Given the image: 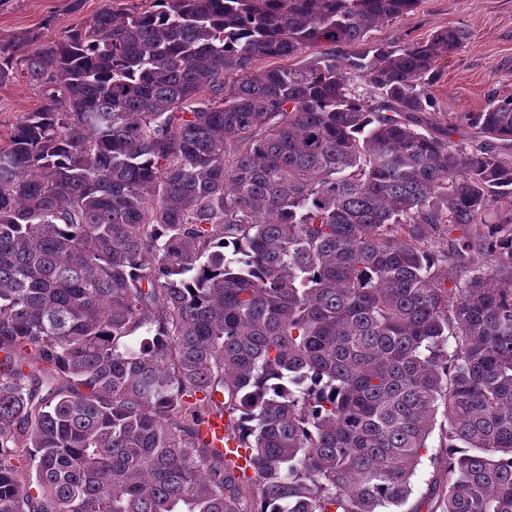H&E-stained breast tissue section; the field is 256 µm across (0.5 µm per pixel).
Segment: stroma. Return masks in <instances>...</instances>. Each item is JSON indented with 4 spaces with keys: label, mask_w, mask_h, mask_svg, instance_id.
I'll return each mask as SVG.
<instances>
[{
    "label": "stroma",
    "mask_w": 512,
    "mask_h": 512,
    "mask_svg": "<svg viewBox=\"0 0 512 512\" xmlns=\"http://www.w3.org/2000/svg\"><path fill=\"white\" fill-rule=\"evenodd\" d=\"M152 0H0V42L21 31L39 33L41 42L61 39L73 25L104 8L124 16L145 8ZM459 27L468 38L452 54L438 61L431 90L440 122L449 114L477 112L491 99L512 97V0H420L416 10L395 22L372 29V43L417 42L435 31ZM41 104L39 89L24 71L0 86V141L24 113Z\"/></svg>",
    "instance_id": "obj_1"
}]
</instances>
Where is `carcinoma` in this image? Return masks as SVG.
Wrapping results in <instances>:
<instances>
[{
    "mask_svg": "<svg viewBox=\"0 0 512 512\" xmlns=\"http://www.w3.org/2000/svg\"><path fill=\"white\" fill-rule=\"evenodd\" d=\"M154 3L0 43L42 95L0 145V512H399L439 413L427 512H512V98L430 90L466 31ZM225 419L222 416H206L200 427L202 437L218 454L224 456V461H235L241 465L246 462L244 452L237 448V441L233 435H230L225 429ZM228 438V439H226Z\"/></svg>",
    "mask_w": 512,
    "mask_h": 512,
    "instance_id": "1",
    "label": "carcinoma"
}]
</instances>
